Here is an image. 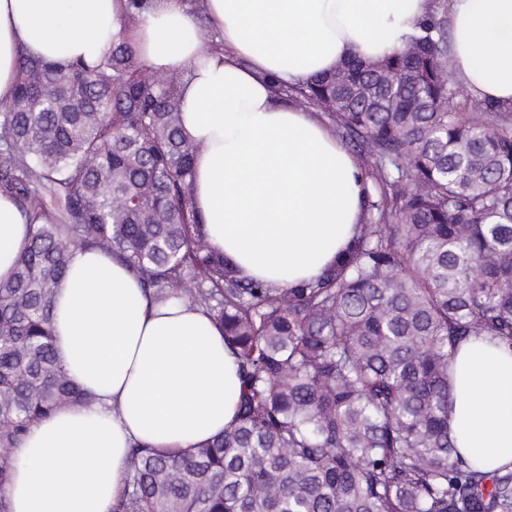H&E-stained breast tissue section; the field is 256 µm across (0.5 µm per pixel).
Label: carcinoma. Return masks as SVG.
<instances>
[{
    "label": "carcinoma",
    "instance_id": "obj_1",
    "mask_svg": "<svg viewBox=\"0 0 512 512\" xmlns=\"http://www.w3.org/2000/svg\"><path fill=\"white\" fill-rule=\"evenodd\" d=\"M442 11L405 47L287 89L375 171L355 235L295 288L240 275L193 206L185 73L144 77L112 40L93 64L21 54L0 109V193L31 220L0 281V489L28 428L90 397L54 351L73 252L131 267L154 301L212 316L239 364L234 423L178 454L131 448L112 512H512V465L462 457L448 426L459 346L512 347V109L454 76Z\"/></svg>",
    "mask_w": 512,
    "mask_h": 512
}]
</instances>
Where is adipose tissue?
Masks as SVG:
<instances>
[{"mask_svg":"<svg viewBox=\"0 0 512 512\" xmlns=\"http://www.w3.org/2000/svg\"><path fill=\"white\" fill-rule=\"evenodd\" d=\"M456 76L481 100L512 108V0H446ZM435 0H0V100L20 53L55 60L106 55L127 39L157 74L187 69L183 132L203 145L193 203L211 245L241 274L290 288L346 247L365 176L335 131L277 95L350 57L399 50ZM210 27L216 49L203 51ZM30 220L0 194V281L30 240ZM54 349L87 406L57 409L13 448L0 496L9 512H112L132 446L178 453L233 424L237 363L202 309L155 304L133 271L77 250L55 290ZM451 435L492 470L512 463V348L462 344L452 363Z\"/></svg>","mask_w":512,"mask_h":512,"instance_id":"ef3b65f1","label":"adipose tissue"}]
</instances>
